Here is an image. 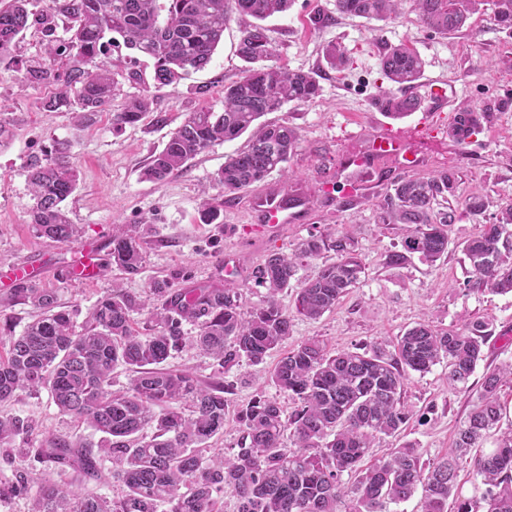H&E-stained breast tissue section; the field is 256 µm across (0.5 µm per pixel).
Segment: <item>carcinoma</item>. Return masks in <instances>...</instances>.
I'll return each instance as SVG.
<instances>
[{
	"instance_id": "1",
	"label": "carcinoma",
	"mask_w": 512,
	"mask_h": 512,
	"mask_svg": "<svg viewBox=\"0 0 512 512\" xmlns=\"http://www.w3.org/2000/svg\"><path fill=\"white\" fill-rule=\"evenodd\" d=\"M33 0H0V58L10 54L20 33L42 16L29 9ZM421 22L439 34L460 31L488 3L493 18L512 29V0H413ZM294 0H55L69 37L49 40V62L28 67L21 81L56 86L44 109H65L84 128L91 127L117 94L107 65L104 39L122 38L129 49L154 61L159 86L177 85L205 69L224 29L237 16L256 20L240 30L238 53L249 64L244 74L224 87V109L190 112L151 157L142 178L163 182L210 147L248 134L246 145L227 156L218 180L224 196L234 198L287 164L298 148L295 128L260 119L288 103L306 104L320 91L316 73L291 71L266 64L274 54L261 22L287 13ZM397 0H336L339 15L384 21L396 12ZM328 68L347 63L336 43L325 47ZM391 82L408 90L421 79L424 60L406 44L387 46L379 59ZM387 115L400 119L420 108L408 93L376 101ZM151 110L144 95L131 99L113 115L115 125L134 124ZM485 113L464 107L457 112L451 134L457 141L480 133ZM33 200L29 224L34 233L57 243L71 241L79 227L69 220L63 203L74 192L78 174L60 143L27 163ZM454 185V174L440 171L429 178L401 177L380 204L383 224H403L402 249L385 256L390 267L413 255L433 264L448 253V227L455 215L435 211ZM224 203L202 202L200 220L211 224ZM147 224H120L112 234V265L128 275L142 270ZM472 270L468 290L512 294V204L499 210L497 222L481 224L456 244ZM334 252L336 261L316 267L306 278L298 271L307 259ZM365 274L357 240L349 234L311 235L292 252H273L254 273L266 289L260 302L243 311V286L181 289L156 281L140 298L118 286L94 305L84 332L75 331L73 309L59 306L55 292L31 281L15 284L14 299L30 303L39 317L11 337L0 357V444L29 434L32 423L5 408L19 392L49 389L58 411L102 434L99 445H78L65 437H49L42 448H9L18 458L13 480L0 481V499L27 489L24 462L35 457L60 475L73 470L86 480L99 478L101 460L112 463V476L126 491L118 498L89 497L71 483L50 484L30 512H218L217 497L236 498L237 512H391L390 505L410 500L421 491L418 512H512V430L496 438L495 447L474 460L483 486L478 499L463 496L456 483L459 462L491 430L503 414L498 390L512 378V365L483 376L476 402L460 425L454 447L435 463L422 459L414 444H404L364 467L372 442L394 436L409 411L401 394L409 372L424 374L445 360L448 379L467 384L483 360V347L493 336L491 324L473 320L456 330L421 322L406 330L393 349L373 343L357 351L332 353L316 338L286 351L268 371L267 381L297 404L285 414L271 399H256L239 413V447L205 458L206 444L224 430L229 401L224 386L202 385L185 370L162 367L189 345L229 370L246 360L261 364L290 336L292 318L278 295L299 283L297 315L318 320L361 282ZM151 306L158 331L140 336L131 328V314ZM197 326L194 336H181L180 324ZM125 366L129 386L112 390V371ZM146 426L154 434L139 433ZM289 434L295 449L283 447ZM355 475L345 489L342 475Z\"/></svg>"
}]
</instances>
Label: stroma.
Returning a JSON list of instances; mask_svg holds the SVG:
<instances>
[{
  "mask_svg": "<svg viewBox=\"0 0 512 512\" xmlns=\"http://www.w3.org/2000/svg\"><path fill=\"white\" fill-rule=\"evenodd\" d=\"M321 14L333 15V23L314 25V17ZM265 25L275 48L271 65L315 72L320 94L313 102L290 103L267 114V121L297 130L294 157L285 169L271 172L225 204L211 224L201 222L199 204L205 198H223L217 173L226 156L244 146V139L209 148L161 183L144 180L141 173L187 113L223 111L225 85L240 78L246 67L237 54L238 23L225 29L209 66L175 87L155 86L151 60L132 57L123 48L111 49L109 61L119 91L87 129L76 125L72 113L44 109L49 88L21 84L23 63L43 59L47 43L42 26L26 29L12 54L0 59V103L5 106L0 120L14 125L12 140L0 146V270L32 264L34 282L55 290L60 303L75 310V327L81 330L96 300L116 284L143 297L157 280L178 288H220L234 282L246 285V304L257 303L265 290L252 286V274L269 253H290L312 234H351L358 241L365 275L334 310L311 321L294 313L295 288L279 294L281 306L294 314L289 345L311 337L333 352L372 342L389 345L424 320L447 329L476 319L494 327L484 359L467 386L450 382L443 363L423 375L410 373L402 394L408 421L400 435L381 437L370 450L378 458L411 442L424 460L438 461L453 447L486 370L512 363V296L466 290L470 266L455 247L479 225L495 223L500 206L512 202V32L500 29L484 13L472 15L461 32L437 34L421 25L410 0H403L397 16L383 22L379 34L366 19L337 15L335 0H295L288 14L269 18ZM332 42L346 52L343 70H331L325 63L324 48ZM400 43L420 53L425 77L435 78V91L448 99L427 131L418 129L421 112L393 119L374 107L380 96L400 92L379 66L385 47ZM197 85L207 86V93H194ZM144 94L152 100L150 112L136 124L114 126L113 113ZM467 104L489 107L490 112L481 132L465 145L450 137L448 128ZM388 130L400 139L397 153L373 156L375 138ZM61 141L69 142L70 162L79 174L65 203L68 216L80 228L79 240L96 244L99 252L100 275L92 284L69 275L76 242L36 237L28 224L26 164ZM441 169L452 170L456 177L441 205L456 215L450 227L452 247L433 264L415 256L402 267L386 266L385 254L400 249L404 237L402 225L379 221L387 190L401 176L429 177ZM272 188L301 199L296 221L272 228L260 220L257 199ZM475 192L488 200L477 216L464 209ZM116 224H149L154 229L139 274L122 273L111 264ZM281 356L276 350L265 364L245 363L225 372L208 356L188 348L168 364L190 371L203 384L223 382L233 405L265 396L289 412L293 402L265 379ZM11 408L37 422L32 444L52 435L91 444L100 439L86 425L59 413L48 390L21 393Z\"/></svg>",
  "mask_w": 512,
  "mask_h": 512,
  "instance_id": "obj_1",
  "label": "stroma"
}]
</instances>
